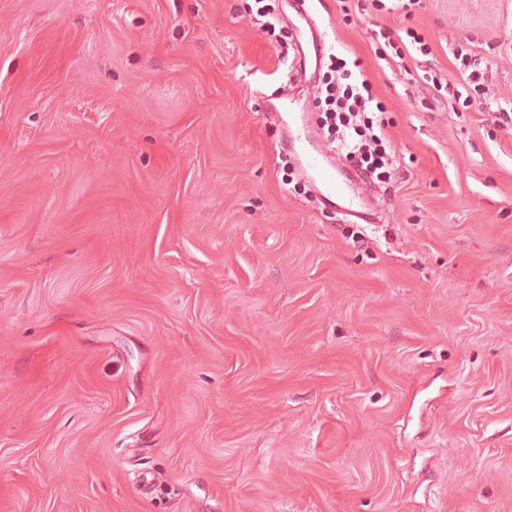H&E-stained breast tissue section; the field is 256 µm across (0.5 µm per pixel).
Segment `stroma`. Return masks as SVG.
I'll list each match as a JSON object with an SVG mask.
<instances>
[{
  "instance_id": "1",
  "label": "stroma",
  "mask_w": 512,
  "mask_h": 512,
  "mask_svg": "<svg viewBox=\"0 0 512 512\" xmlns=\"http://www.w3.org/2000/svg\"><path fill=\"white\" fill-rule=\"evenodd\" d=\"M358 2L309 13L387 109L366 226L254 0H0V512H512V129L447 93L512 102V0ZM463 81H464V84H461L463 89L466 91L467 95L466 97L464 98L463 100V103H462V106L463 108H468L470 105H471V97L469 95L470 92H474L475 94L479 95L481 101L480 103H484V107L482 109H484V111L486 112H493V114H495V118L499 116H509V112H508V107L510 106V111L512 110L511 108V102L509 104H506L507 107H504L502 106L501 103L499 102H496V105H497V109L496 110H492V102L490 101V99H488V102H487V98H486V95H488V91L489 89H486V86L484 84V76H483V73L480 72V70H477V69H472L466 76L465 78H463ZM299 121L301 125L298 124H285V128L287 130V136L285 138V142L288 144V140L292 143L297 142L302 148L305 149V144L309 143L312 146L313 150L308 151L305 149L306 157L304 169L307 172V169L313 174L312 181L314 183H318L320 185V193L323 197H325L331 204H334V199L336 197H341L345 201V206L340 207V211L344 214H354L357 213L354 207V197L355 192L347 193L345 191V187H353L357 185H361V180L367 182L366 177L363 174H357L359 178L353 174H349V176H343L342 173L336 174V169L331 165V168L325 165L326 157L322 154L321 151L316 149L313 145L314 137L312 131L307 128L305 125L304 115L299 116Z\"/></svg>"
}]
</instances>
